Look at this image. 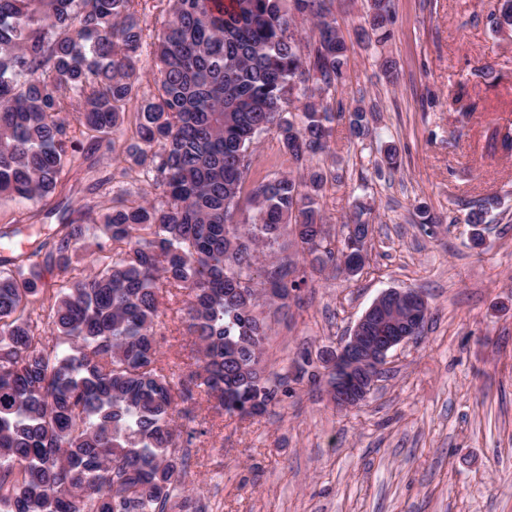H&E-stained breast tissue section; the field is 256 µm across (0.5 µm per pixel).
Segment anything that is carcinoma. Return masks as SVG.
Returning a JSON list of instances; mask_svg holds the SVG:
<instances>
[{
    "mask_svg": "<svg viewBox=\"0 0 512 512\" xmlns=\"http://www.w3.org/2000/svg\"><path fill=\"white\" fill-rule=\"evenodd\" d=\"M138 2L0 0V197L47 200L85 161L80 138L116 151L130 106L136 137L121 155L161 195L0 257V512H184L174 416L190 391L160 356L165 296H184L199 392L230 416H262L288 396V378L262 367L268 327L255 309L288 307L369 223L356 204L346 222L356 228L336 244L319 207L327 174L312 165L330 151L335 119L348 117L357 140L372 134L363 107L334 113L327 102L348 65L333 0H167L149 94ZM299 18L314 37H301ZM487 21L512 31V0ZM393 22L391 0H370L359 35L384 43ZM477 108L459 83L448 110L465 125ZM273 128L299 176H266L246 193L258 137ZM484 137L489 153L512 155V124ZM243 199L250 224L233 222ZM496 204L468 214L473 246ZM285 232L309 267L276 256L253 271L257 249ZM82 252L89 274L73 264ZM55 268L70 278L48 296L39 273ZM300 358L294 382L317 384L320 367Z\"/></svg>",
    "mask_w": 512,
    "mask_h": 512,
    "instance_id": "carcinoma-1",
    "label": "carcinoma"
}]
</instances>
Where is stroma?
<instances>
[{
	"label": "stroma",
	"mask_w": 512,
	"mask_h": 512,
	"mask_svg": "<svg viewBox=\"0 0 512 512\" xmlns=\"http://www.w3.org/2000/svg\"><path fill=\"white\" fill-rule=\"evenodd\" d=\"M393 35L366 44L357 29L367 0H334L348 47V81L331 97L370 112V138L350 140L333 124L331 179L320 197L332 237L344 238L355 202L371 207L369 268L346 280L314 276L288 313L263 309L270 327L264 364L294 371L301 351L339 346L384 290L422 292L431 315L419 341L391 350L366 403L343 410L325 387L297 384L274 413L241 420L216 413L200 394L182 403L186 482L198 512H512V156H479L492 120H512V41L485 24L497 0H393ZM396 62L389 84L383 60ZM467 83L479 107L467 126L448 96ZM396 146L392 171L381 146ZM275 132L260 136L251 178L289 171ZM117 153L93 150L48 204L1 201L0 225L24 216L21 235L0 240L27 249L58 224H92L112 205L99 181L116 178L157 198L139 172L120 177ZM485 242L473 247L467 215L488 196ZM427 205L439 227L414 216ZM160 353L189 376L193 338L184 312L162 317Z\"/></svg>",
	"instance_id": "obj_1"
}]
</instances>
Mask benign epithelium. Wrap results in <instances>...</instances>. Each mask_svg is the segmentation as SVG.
I'll use <instances>...</instances> for the list:
<instances>
[{"label": "benign epithelium", "mask_w": 512, "mask_h": 512, "mask_svg": "<svg viewBox=\"0 0 512 512\" xmlns=\"http://www.w3.org/2000/svg\"><path fill=\"white\" fill-rule=\"evenodd\" d=\"M391 305L405 306L414 314L428 308L426 298L415 290L388 289L380 294L336 350V360L326 356L329 373L333 376L328 387L336 406L350 408L364 401L382 374L389 351L414 340L410 335L390 329L382 336L366 335L369 323L385 314Z\"/></svg>", "instance_id": "benign-epithelium-1"}]
</instances>
